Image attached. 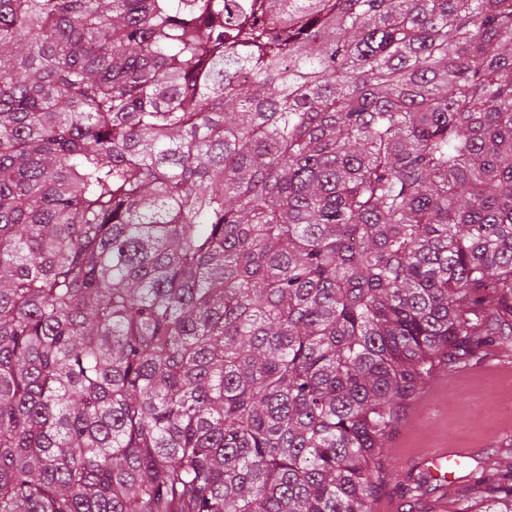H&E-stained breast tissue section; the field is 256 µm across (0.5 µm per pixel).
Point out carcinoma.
Here are the masks:
<instances>
[{
  "label": "carcinoma",
  "instance_id": "carcinoma-1",
  "mask_svg": "<svg viewBox=\"0 0 512 512\" xmlns=\"http://www.w3.org/2000/svg\"><path fill=\"white\" fill-rule=\"evenodd\" d=\"M499 336L512 0H0V512H372Z\"/></svg>",
  "mask_w": 512,
  "mask_h": 512
}]
</instances>
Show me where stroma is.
Listing matches in <instances>:
<instances>
[{"label": "stroma", "instance_id": "stroma-1", "mask_svg": "<svg viewBox=\"0 0 512 512\" xmlns=\"http://www.w3.org/2000/svg\"><path fill=\"white\" fill-rule=\"evenodd\" d=\"M442 448L467 453L457 471L468 485L483 468L512 466V346L489 349L483 359L436 371L400 414L383 443L386 488L373 512H427L442 496L427 485L419 498L400 497L397 486L422 473L426 455Z\"/></svg>", "mask_w": 512, "mask_h": 512}]
</instances>
